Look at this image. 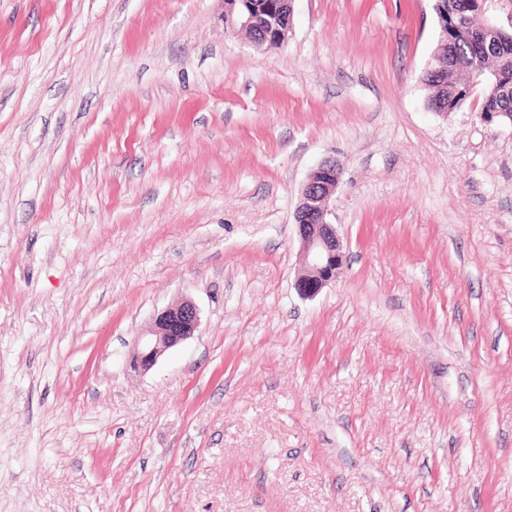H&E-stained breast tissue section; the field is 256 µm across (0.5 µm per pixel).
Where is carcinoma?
<instances>
[{
	"label": "carcinoma",
	"instance_id": "cac0c4a2",
	"mask_svg": "<svg viewBox=\"0 0 512 512\" xmlns=\"http://www.w3.org/2000/svg\"><path fill=\"white\" fill-rule=\"evenodd\" d=\"M454 8L437 40L448 67L425 72L423 83L442 109L456 112L477 92L480 112L505 119L512 115V39L483 49L475 0H455Z\"/></svg>",
	"mask_w": 512,
	"mask_h": 512
}]
</instances>
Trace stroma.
Listing matches in <instances>:
<instances>
[{
	"label": "stroma",
	"instance_id": "obj_1",
	"mask_svg": "<svg viewBox=\"0 0 512 512\" xmlns=\"http://www.w3.org/2000/svg\"><path fill=\"white\" fill-rule=\"evenodd\" d=\"M293 12L0 0V512H512V125L429 110L432 0ZM223 1V0H222ZM248 1V0H224V20L227 25L232 28H238L243 31H254L260 28L258 17L260 16V7L265 11H270L279 15H290L291 18L293 12V1L294 0H254V1H268L261 5L256 3L253 9H246V11L237 9V2ZM254 1H248L247 3H253ZM261 26H278L279 18L275 14L266 13L259 17ZM341 174L336 160L321 161L309 173L294 210L303 264V273L294 286L304 297H314L335 282L344 264L343 244L329 218ZM200 325L199 309L191 300L171 305L154 317L150 327L136 342L129 366L148 372L168 350L195 335Z\"/></svg>",
	"mask_w": 512,
	"mask_h": 512
}]
</instances>
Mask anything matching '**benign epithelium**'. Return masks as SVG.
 I'll use <instances>...</instances> for the list:
<instances>
[{"mask_svg": "<svg viewBox=\"0 0 512 512\" xmlns=\"http://www.w3.org/2000/svg\"><path fill=\"white\" fill-rule=\"evenodd\" d=\"M239 0H224V20L232 28L252 31V43L270 49L281 45L288 28L271 27L261 32L258 17L264 9L279 15L293 12V0H266L253 9H237ZM512 0H477L479 11L486 19V34L495 42L506 36L500 15ZM341 182V169L335 160L326 158L308 175L299 202L294 210V224L301 243L303 273L294 288L304 297H313L336 281L344 264L343 244L330 221V202ZM200 325L199 309L194 302L182 300L154 317L146 333L139 337L129 366L137 372L151 370L168 350L195 335Z\"/></svg>", "mask_w": 512, "mask_h": 512, "instance_id": "obj_1", "label": "benign epithelium"}]
</instances>
